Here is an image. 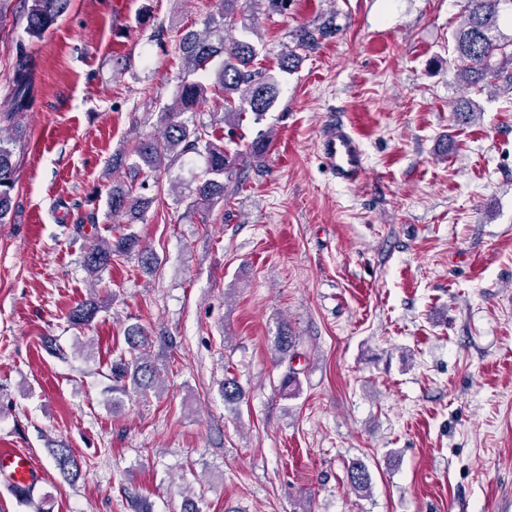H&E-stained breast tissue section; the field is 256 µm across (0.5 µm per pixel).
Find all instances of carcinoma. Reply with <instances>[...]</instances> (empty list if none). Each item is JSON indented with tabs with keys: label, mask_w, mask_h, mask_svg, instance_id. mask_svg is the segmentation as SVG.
<instances>
[{
	"label": "carcinoma",
	"mask_w": 512,
	"mask_h": 512,
	"mask_svg": "<svg viewBox=\"0 0 512 512\" xmlns=\"http://www.w3.org/2000/svg\"><path fill=\"white\" fill-rule=\"evenodd\" d=\"M70 0H31L26 6V32L39 37L57 23L67 11ZM464 19L454 35L458 76L468 87L477 92L487 88L512 91V36L506 37L500 22L512 15V0H464ZM179 51L185 61L187 77L181 80L176 95V105L162 113L163 132L159 137H145L136 142L132 153L139 159L135 168L144 176L142 182L112 185L108 193V206L114 215L139 217L149 208L152 198L143 195L149 188L151 174L171 167L188 154L205 156L206 167L195 187V206L208 209L224 201V180L232 177L237 165V154H232L210 139L208 126H189L181 119L187 112L196 111L206 97L208 88L189 76L205 71L214 60H219L215 70L213 90L223 97L224 132L232 138L242 126L246 115L260 121L276 101L279 84L267 73L253 66L257 57L256 47L248 42H224V26L209 20L201 33L189 32L181 37ZM36 61L27 48L19 44L12 57L10 108L0 112V223H4L12 209L11 190L15 184V150L21 138L4 134V127L12 126L21 113L29 110L36 99ZM137 241L123 236L112 244L98 237L88 245L84 264L89 275H96L119 257L133 250ZM99 311L98 304L82 301L68 314L73 326H87ZM126 343L133 352L129 360L112 363V393L127 392V379L133 388L147 393L158 389L157 368L146 352L148 336L144 329L133 325L126 330ZM295 337L288 325L281 326L275 341L276 354L284 357L294 347ZM224 403L235 404L242 397L241 388L233 378L224 379ZM51 456L59 472L77 477L81 469L70 448L61 442L51 449ZM348 483L357 491H367L371 475L366 466L354 463L348 468Z\"/></svg>",
	"instance_id": "1"
}]
</instances>
